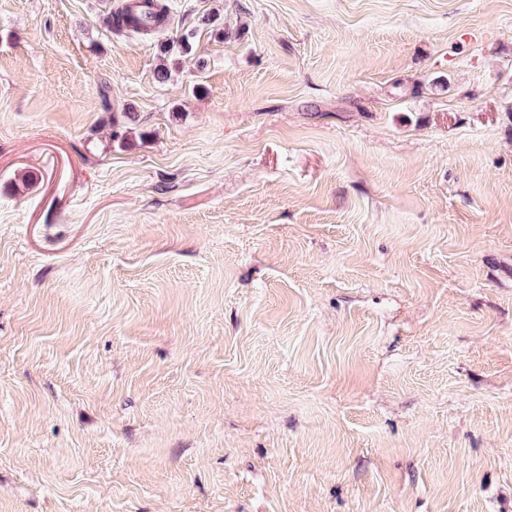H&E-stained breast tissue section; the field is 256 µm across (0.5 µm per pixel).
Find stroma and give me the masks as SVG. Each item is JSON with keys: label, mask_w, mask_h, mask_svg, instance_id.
<instances>
[{"label": "stroma", "mask_w": 512, "mask_h": 512, "mask_svg": "<svg viewBox=\"0 0 512 512\" xmlns=\"http://www.w3.org/2000/svg\"><path fill=\"white\" fill-rule=\"evenodd\" d=\"M119 2L0 0V512H512V0ZM145 5L134 6L113 13L109 27L112 31L151 32L162 28L167 17V5L162 0H145Z\"/></svg>", "instance_id": "stroma-1"}]
</instances>
